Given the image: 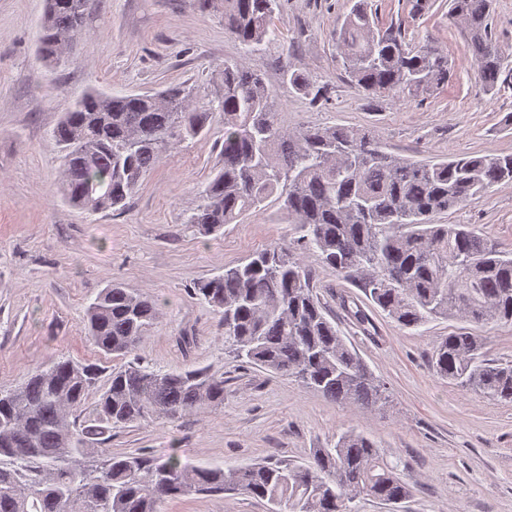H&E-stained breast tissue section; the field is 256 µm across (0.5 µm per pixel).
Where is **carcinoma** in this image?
<instances>
[{"label": "carcinoma", "mask_w": 512, "mask_h": 512, "mask_svg": "<svg viewBox=\"0 0 512 512\" xmlns=\"http://www.w3.org/2000/svg\"><path fill=\"white\" fill-rule=\"evenodd\" d=\"M224 30L254 49L276 35L278 0H219ZM484 90L507 75L489 27V0H451ZM86 0H48L38 53L59 64L82 34ZM336 61L368 96L419 98L448 84V51L409 48L398 26H376L357 0L333 33ZM288 85L307 93L290 67ZM264 77L226 61L214 97L187 85L160 94H84L53 130L62 151V191L75 208L125 211L141 179L180 143L224 122L222 163L199 192L186 223L206 234L260 210L278 195L296 238L198 281L194 295L220 315L236 358L288 376L329 400L381 409L386 387L325 316L304 255H317L403 328L453 317L476 326L512 325V253L462 224H435L499 184H512V153L417 162L392 155L366 129L288 130ZM158 317L150 296L119 283L102 289L85 322L100 353L126 358ZM485 338L448 334L435 347L441 378L491 400L512 403V363L485 358ZM100 372L59 357L20 387L0 392V512H163L192 494L238 492L267 501L269 512H352L370 497L393 506L411 495L398 465L354 429L313 448L301 463L261 461L227 469L190 468L176 456L112 453V429L147 417L176 419L224 404V378L206 369L150 370L129 362L99 384ZM92 417L72 420L92 391Z\"/></svg>", "instance_id": "obj_1"}]
</instances>
